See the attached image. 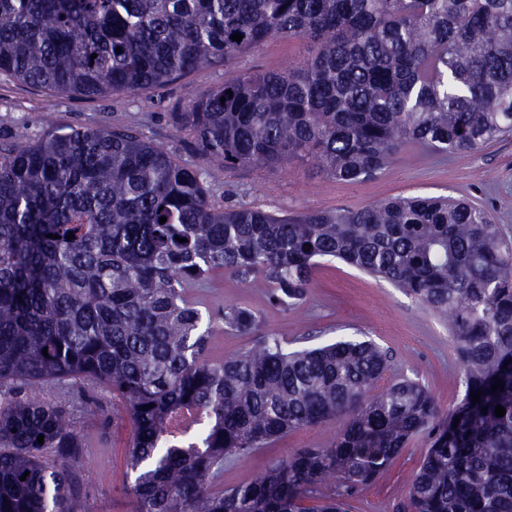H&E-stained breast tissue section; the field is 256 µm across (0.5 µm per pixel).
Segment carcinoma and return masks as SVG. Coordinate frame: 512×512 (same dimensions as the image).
Listing matches in <instances>:
<instances>
[{"mask_svg": "<svg viewBox=\"0 0 512 512\" xmlns=\"http://www.w3.org/2000/svg\"><path fill=\"white\" fill-rule=\"evenodd\" d=\"M281 36L309 46L300 66L193 91L173 113L227 171L310 163L355 183L408 142L454 154L512 134V0H0V76L99 98ZM324 257L448 325L463 386L450 415L420 382L389 376L392 356L372 340L289 351L254 310L184 297L222 269L293 309ZM214 323L252 345L211 359ZM80 379L132 421V512H348L423 432L431 444L405 512H512V236L462 199L289 216L218 207L204 168L127 129L4 143L0 512H89L74 493L72 416L87 404L35 394ZM336 418L328 445L224 487L227 459Z\"/></svg>", "mask_w": 512, "mask_h": 512, "instance_id": "cac0c4a2", "label": "carcinoma"}]
</instances>
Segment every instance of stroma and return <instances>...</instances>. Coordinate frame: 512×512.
Returning <instances> with one entry per match:
<instances>
[{
	"instance_id": "obj_1",
	"label": "stroma",
	"mask_w": 512,
	"mask_h": 512,
	"mask_svg": "<svg viewBox=\"0 0 512 512\" xmlns=\"http://www.w3.org/2000/svg\"><path fill=\"white\" fill-rule=\"evenodd\" d=\"M307 54L302 40L277 37L231 65L199 69L134 94L97 99L51 95L1 80L0 142H33L50 131L131 128L182 162L204 165L212 201L218 206L299 213L361 208L398 196L465 197L488 208L497 223L512 233V137L450 155L410 149L376 177L344 183L308 164L228 172L220 161L203 162L190 139L173 127L171 114L186 104L190 92L223 84L245 72L297 66ZM186 296L206 306L220 303L260 312L263 331L274 333L291 351L339 339L373 340L392 354L393 372L420 378L441 413L452 411L461 399L457 352L446 324L404 291L340 260L322 261L306 301L288 311L267 306L258 289L246 287L228 272H214L207 288L189 289ZM40 395L58 404L81 395L103 405V412L75 415L85 446L75 467L78 491L91 512H130L126 487L134 477L128 465L133 430L123 410L113 407L111 394L76 380L70 390L45 387ZM342 425L336 419L292 432L250 458L225 462V486L250 480L268 461L295 449L327 444ZM429 442L427 434L415 436L388 471L374 484L358 489L350 512H388L389 506L404 503Z\"/></svg>"
}]
</instances>
